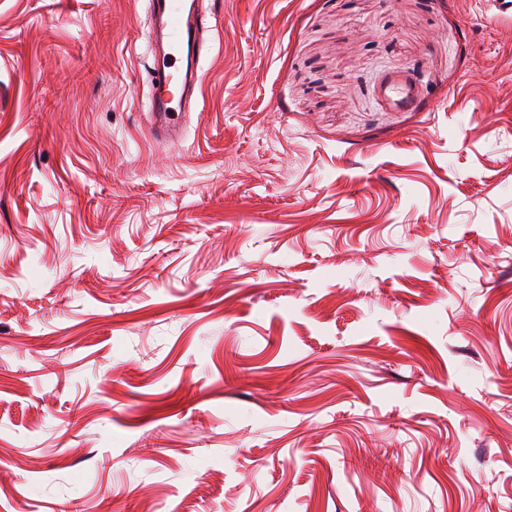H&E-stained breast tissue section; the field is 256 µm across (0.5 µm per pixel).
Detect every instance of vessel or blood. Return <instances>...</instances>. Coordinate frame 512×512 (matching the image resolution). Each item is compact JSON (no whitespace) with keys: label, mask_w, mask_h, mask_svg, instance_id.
I'll return each mask as SVG.
<instances>
[{"label":"vessel or blood","mask_w":512,"mask_h":512,"mask_svg":"<svg viewBox=\"0 0 512 512\" xmlns=\"http://www.w3.org/2000/svg\"><path fill=\"white\" fill-rule=\"evenodd\" d=\"M474 3L503 25L512 26V0H474ZM203 30V18L194 0H153L151 34L157 50L150 110L157 132L164 137L177 136L200 81ZM174 48L186 58V66L179 73L171 71L168 63L169 52Z\"/></svg>","instance_id":"b4317fda"}]
</instances>
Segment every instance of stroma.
I'll use <instances>...</instances> for the list:
<instances>
[{"label": "stroma", "mask_w": 512, "mask_h": 512, "mask_svg": "<svg viewBox=\"0 0 512 512\" xmlns=\"http://www.w3.org/2000/svg\"><path fill=\"white\" fill-rule=\"evenodd\" d=\"M197 6L166 141L147 0H0V512H512V27Z\"/></svg>", "instance_id": "obj_1"}]
</instances>
